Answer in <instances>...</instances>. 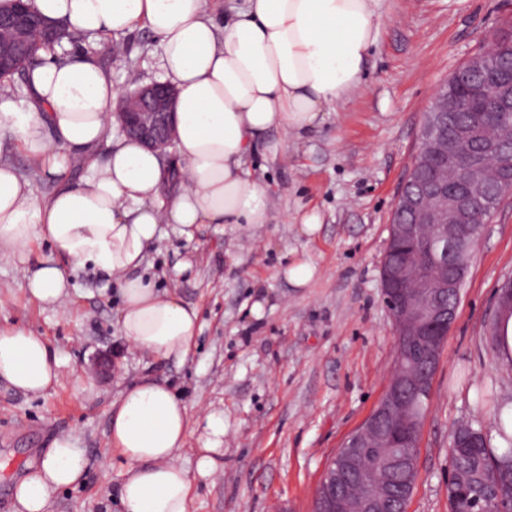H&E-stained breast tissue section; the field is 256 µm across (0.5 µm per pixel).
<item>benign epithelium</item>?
<instances>
[{"label":"benign epithelium","mask_w":512,"mask_h":512,"mask_svg":"<svg viewBox=\"0 0 512 512\" xmlns=\"http://www.w3.org/2000/svg\"><path fill=\"white\" fill-rule=\"evenodd\" d=\"M14 12L0 17V37L8 47L0 53V72L21 69L27 62L32 30L46 40L63 37L61 28L41 21L32 27L23 0H15ZM496 94L485 99L474 97L466 102L436 92L423 126L441 124L450 110L464 112H511L512 68L501 71L494 80ZM178 92L165 82L152 81L127 89L120 96L114 116L126 137L159 153L167 160L174 155L175 114ZM473 139L472 128L459 127L441 148L454 157L457 145ZM433 154L417 149L413 165L396 198L394 208L409 215L406 223L389 225V245L398 241L420 242L419 256L444 246V253L454 251L462 240V231L472 220V198L486 196V173L480 159L466 164L458 181L448 179V171L438 172ZM500 190L512 195V154L503 153L495 161ZM381 287L390 311L396 344L402 351L385 393L365 421L351 434L356 448H374L380 454L379 473H369L350 465L352 454L333 456L321 474L315 493L313 512H380L377 503L389 492V475L398 468L418 474V425L394 417L403 403L402 394L410 386L414 394H432L433 379L440 364V350L456 318V305L448 302L455 280L448 276L447 262L430 268L409 257L398 262H382Z\"/></svg>","instance_id":"1"}]
</instances>
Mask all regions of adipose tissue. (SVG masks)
Returning a JSON list of instances; mask_svg holds the SVG:
<instances>
[{"label":"adipose tissue","mask_w":512,"mask_h":512,"mask_svg":"<svg viewBox=\"0 0 512 512\" xmlns=\"http://www.w3.org/2000/svg\"><path fill=\"white\" fill-rule=\"evenodd\" d=\"M383 0H242L222 12L208 0H30L41 16L92 39L146 26L162 46V79L179 92L175 142L182 179L168 187L164 161L140 143L113 136L121 87L93 50L44 58L27 84L26 111L0 103L9 136L56 180L47 198L10 163L0 162V252L22 271L21 286L41 307L69 294L67 267H93L118 282L119 326L131 347L184 362L200 330L199 311L137 273L149 246L172 227L193 240L202 224L245 230L267 223L265 187L247 160L273 130L300 132L366 82ZM105 158H97L101 143ZM87 166L68 181L75 163ZM56 257L29 268L31 244ZM60 363L44 337L0 327V381L43 394ZM109 445L123 464L124 512H188L195 478L224 466V416L205 417L194 468L179 461L191 433L188 406L165 380L127 384L109 410ZM88 460L71 436L56 438L12 489L14 512H50L55 492L81 484Z\"/></svg>","instance_id":"obj_1"}]
</instances>
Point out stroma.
Segmentation results:
<instances>
[{
    "label": "stroma",
    "instance_id": "stroma-1",
    "mask_svg": "<svg viewBox=\"0 0 512 512\" xmlns=\"http://www.w3.org/2000/svg\"><path fill=\"white\" fill-rule=\"evenodd\" d=\"M511 26L512 0H385L365 87L305 136L270 132L283 145L277 156H250L267 185L269 222L241 233L203 224L190 243L168 229L150 248L142 273L200 310L184 363L127 345L119 292L102 289L100 273L71 271L60 313L30 301L16 267L1 261L0 325L43 336L61 378L38 398L0 383V512H12L13 481L64 434L89 466L80 486L54 495L52 512H122L107 410L121 384L147 372L170 381L189 406L186 467L203 441L201 413L224 414V468L195 481L189 512H311L323 469L382 398L396 359L380 266L424 114L449 74ZM119 42L123 54L98 53L118 84L159 79L161 48L148 28ZM310 211L320 217L311 236L300 224ZM298 257L318 267L304 288L280 274ZM183 263L190 271L173 278ZM509 278L512 196L473 253L433 380L408 512H448V447L458 424L495 432L479 388L494 387L512 403V366L489 337L498 289ZM103 353L112 358L111 374L90 376Z\"/></svg>",
    "mask_w": 512,
    "mask_h": 512
}]
</instances>
